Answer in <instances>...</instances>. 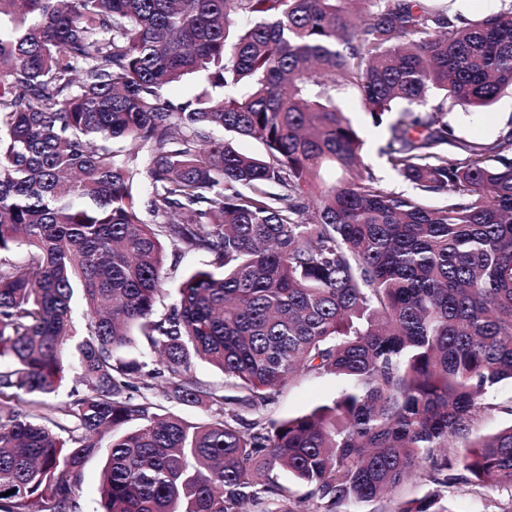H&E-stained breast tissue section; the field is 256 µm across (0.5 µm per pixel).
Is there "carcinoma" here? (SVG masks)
Returning a JSON list of instances; mask_svg holds the SVG:
<instances>
[{"label": "carcinoma", "mask_w": 512, "mask_h": 512, "mask_svg": "<svg viewBox=\"0 0 512 512\" xmlns=\"http://www.w3.org/2000/svg\"><path fill=\"white\" fill-rule=\"evenodd\" d=\"M193 74L212 93L165 97ZM508 87L512 4L470 20L432 0H0V512H82L109 432L100 512H456L455 485L512 494V423L479 432L512 416L494 395L512 382V131L469 142L448 123V104ZM348 90L416 193L363 161ZM169 245L223 272L193 269L160 313ZM71 352L82 391L60 408ZM198 360L232 394L196 380ZM325 374L343 381L330 402L239 417ZM416 475L438 490L403 497ZM110 435L106 434L102 441L100 451L89 458L83 465L82 480L79 491V502L84 510H92L93 501L98 497V487L101 479V469L104 458L107 454Z\"/></svg>", "instance_id": "obj_1"}]
</instances>
